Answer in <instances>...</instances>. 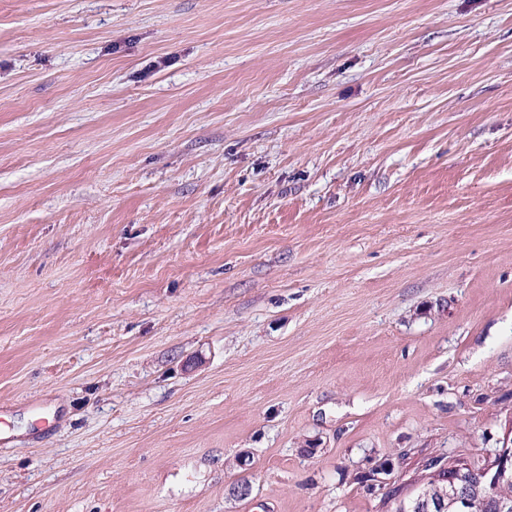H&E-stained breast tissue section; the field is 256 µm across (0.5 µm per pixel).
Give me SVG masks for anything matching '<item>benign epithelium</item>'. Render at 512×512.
<instances>
[{"label":"benign epithelium","instance_id":"1","mask_svg":"<svg viewBox=\"0 0 512 512\" xmlns=\"http://www.w3.org/2000/svg\"><path fill=\"white\" fill-rule=\"evenodd\" d=\"M418 490L399 501L404 512H470L475 499L483 497L492 512H512V502L497 495V489L512 482V431L492 460L432 457L424 466Z\"/></svg>","mask_w":512,"mask_h":512}]
</instances>
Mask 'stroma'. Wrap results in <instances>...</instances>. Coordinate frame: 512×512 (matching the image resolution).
<instances>
[{"instance_id": "1", "label": "stroma", "mask_w": 512, "mask_h": 512, "mask_svg": "<svg viewBox=\"0 0 512 512\" xmlns=\"http://www.w3.org/2000/svg\"><path fill=\"white\" fill-rule=\"evenodd\" d=\"M511 426L512 0H0V512H394Z\"/></svg>"}]
</instances>
